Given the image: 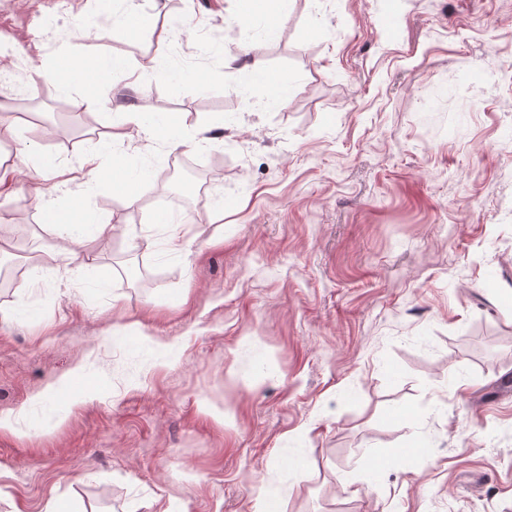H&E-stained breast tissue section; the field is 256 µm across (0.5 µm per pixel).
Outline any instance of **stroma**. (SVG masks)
Wrapping results in <instances>:
<instances>
[{"label":"stroma","instance_id":"35a3bbf8","mask_svg":"<svg viewBox=\"0 0 512 512\" xmlns=\"http://www.w3.org/2000/svg\"><path fill=\"white\" fill-rule=\"evenodd\" d=\"M101 3L0 0V158L59 164L4 204L0 512H512V0ZM63 48L101 71L21 108ZM116 56L167 70L124 97L157 137L107 144ZM102 149L155 188L71 181Z\"/></svg>","mask_w":512,"mask_h":512}]
</instances>
